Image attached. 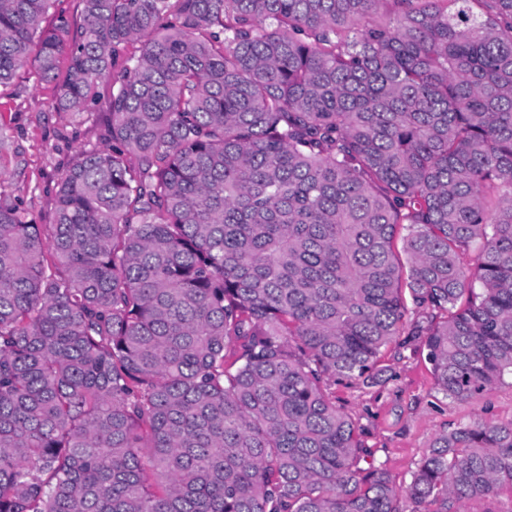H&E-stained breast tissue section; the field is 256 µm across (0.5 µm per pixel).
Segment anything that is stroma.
Wrapping results in <instances>:
<instances>
[{
	"instance_id": "35a3bbf8",
	"label": "stroma",
	"mask_w": 512,
	"mask_h": 512,
	"mask_svg": "<svg viewBox=\"0 0 512 512\" xmlns=\"http://www.w3.org/2000/svg\"><path fill=\"white\" fill-rule=\"evenodd\" d=\"M100 92L90 111H57L51 86L37 82L29 66L20 70L14 87L0 92V120L9 126L13 149L0 159V195L19 202L33 223H51L56 185L79 150L105 145L108 84H101ZM377 370L376 384L339 383L331 392L396 483H410L440 432L512 420L511 379L467 401L446 397L434 383L424 337L397 338L383 349Z\"/></svg>"
}]
</instances>
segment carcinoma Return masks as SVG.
Instances as JSON below:
<instances>
[{
	"label": "carcinoma",
	"mask_w": 512,
	"mask_h": 512,
	"mask_svg": "<svg viewBox=\"0 0 512 512\" xmlns=\"http://www.w3.org/2000/svg\"><path fill=\"white\" fill-rule=\"evenodd\" d=\"M55 2L0 0V87L111 80L110 144L0 199V512H512V421L399 489L329 392L403 334L512 376V0Z\"/></svg>",
	"instance_id": "cac0c4a2"
}]
</instances>
